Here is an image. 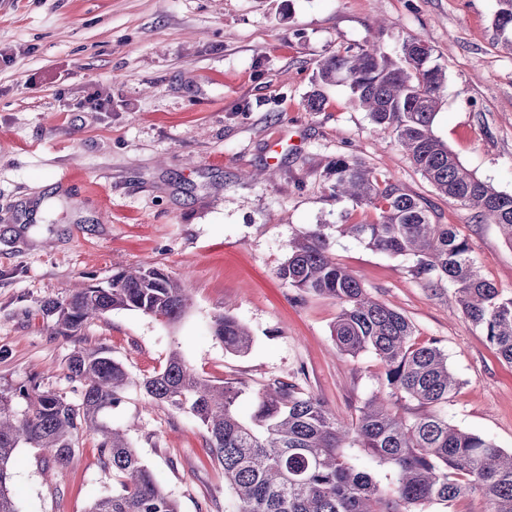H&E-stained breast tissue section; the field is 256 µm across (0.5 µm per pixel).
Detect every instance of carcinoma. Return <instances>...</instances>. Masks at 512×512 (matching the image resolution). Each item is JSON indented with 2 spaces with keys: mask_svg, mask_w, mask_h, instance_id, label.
Listing matches in <instances>:
<instances>
[{
  "mask_svg": "<svg viewBox=\"0 0 512 512\" xmlns=\"http://www.w3.org/2000/svg\"><path fill=\"white\" fill-rule=\"evenodd\" d=\"M499 4L495 27L512 50V0ZM447 81L445 68L420 40L404 39L393 54L367 41L318 64L306 106L319 112L324 89L347 87L350 102L395 135L440 195L474 210L512 244V195L478 179L434 131ZM326 181L332 198L378 214L371 224H338L336 235L411 259L413 276L431 291L454 285L465 318L512 364V298H502L483 277L467 239L450 224L432 222L425 203L357 158L336 156ZM324 229L318 224L289 242L278 276L303 293L338 301L332 336L340 354L372 351L380 359L381 388L361 402L355 418L338 419L296 382L275 378L254 392L253 413L244 419L237 402L248 384H212L176 351L140 383L148 400L199 422L223 469L224 486L234 494L233 512H423L434 501L452 506L465 499L480 500L489 512H512V452L433 411L460 385L447 355L435 345H416L412 323L336 262ZM190 305L182 281L160 267L141 265L113 272L105 286L72 288L68 297L47 301L42 312L54 318V334L72 337L115 309L175 322ZM214 336L231 354L246 352L252 343L248 328L228 313L215 317ZM65 379L78 399L37 382L0 388V512H17L8 493L16 449L48 452L63 474L85 435L98 437L100 460L115 480L112 493L88 512H180L130 446L127 431L108 422L132 382L124 366L103 348L79 346ZM354 447L390 469L388 483L355 463L349 452Z\"/></svg>",
  "mask_w": 512,
  "mask_h": 512,
  "instance_id": "cac0c4a2",
  "label": "carcinoma"
}]
</instances>
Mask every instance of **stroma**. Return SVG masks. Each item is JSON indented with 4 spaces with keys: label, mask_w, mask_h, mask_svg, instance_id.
<instances>
[{
    "label": "stroma",
    "mask_w": 512,
    "mask_h": 512,
    "mask_svg": "<svg viewBox=\"0 0 512 512\" xmlns=\"http://www.w3.org/2000/svg\"><path fill=\"white\" fill-rule=\"evenodd\" d=\"M499 0H0V386L69 391L75 347H103L134 380L109 421L181 512H232L224 475L187 412L148 401L140 379L172 352L204 379L273 378L348 419L379 390L375 354L337 352L329 297L277 277L289 242L326 227L337 261L448 356L459 391L438 413L512 451V365L412 263L336 234L373 210L330 198L325 166L339 155L420 198L465 237L482 274L512 298V245L495 225L439 195L393 134L354 107L346 87L306 108L312 74L332 52L409 36L430 46L448 82L435 132L459 160L512 195V54L494 19ZM108 97L93 112V92ZM138 264L182 280L192 304L177 322L118 309L79 335H55L42 313L77 283L104 285ZM230 313L251 329L243 354L212 332ZM17 449L18 512H87L112 490L95 436L64 475Z\"/></svg>",
    "instance_id": "35a3bbf8"
}]
</instances>
